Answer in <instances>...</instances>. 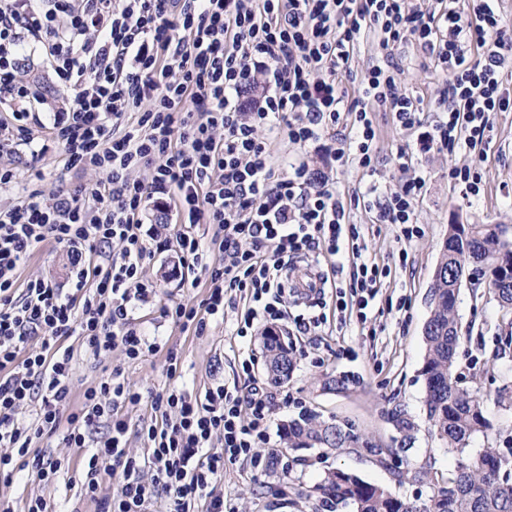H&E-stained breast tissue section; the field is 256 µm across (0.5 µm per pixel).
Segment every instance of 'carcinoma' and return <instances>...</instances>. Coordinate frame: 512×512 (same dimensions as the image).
Here are the masks:
<instances>
[{
	"label": "carcinoma",
	"instance_id": "obj_1",
	"mask_svg": "<svg viewBox=\"0 0 512 512\" xmlns=\"http://www.w3.org/2000/svg\"><path fill=\"white\" fill-rule=\"evenodd\" d=\"M488 264V292L504 309H512V239L501 224H450L430 289V315L425 326L426 354L421 374L425 380L426 418L429 434L448 450L461 452L470 438L489 429L483 400L476 391L456 380L460 343L456 303L451 276L460 264ZM267 353V379L279 384L288 378L294 362L277 336H262ZM287 447L340 450L360 441L351 427L303 412L283 425ZM429 487L428 501L419 505L392 495L384 486L336 469L324 473L312 490L293 487L298 497L312 493L327 512L353 505L356 512H512V451L487 447L476 457L459 463L447 477L436 478L425 467L396 474Z\"/></svg>",
	"mask_w": 512,
	"mask_h": 512
}]
</instances>
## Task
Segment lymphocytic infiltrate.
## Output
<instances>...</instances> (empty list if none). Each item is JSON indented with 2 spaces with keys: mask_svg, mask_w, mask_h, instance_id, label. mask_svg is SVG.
Segmentation results:
<instances>
[{
  "mask_svg": "<svg viewBox=\"0 0 512 512\" xmlns=\"http://www.w3.org/2000/svg\"><path fill=\"white\" fill-rule=\"evenodd\" d=\"M368 31L382 57L358 78L353 50ZM410 41L450 76L431 125L420 117L419 99L397 89L402 67L391 51ZM29 44L73 93L46 127L64 171L102 177L47 201L13 169L0 168V189L17 190L0 208V482L12 483L19 471L55 482L61 459L32 442L58 434L66 447L83 449L80 493L97 512H156L160 504L165 512H224L218 480L226 466L251 460L277 407L253 379L252 359L240 363L252 379L246 393L222 384L200 398L177 387L153 393L139 455L128 447L125 411L140 405V392L116 368L71 407L67 340L80 338L96 358L117 348L130 360L158 352L133 313L158 292L146 270L158 233L143 224L163 201L176 211L182 269L208 276L200 305L166 308L174 325L203 335L236 291L246 308L234 336L289 323L301 333L320 331L325 312H289L286 274L290 259L316 251L333 260L338 320L365 324L391 270L368 257L351 213L360 208L395 225L398 261L407 264V247L421 234L415 203L424 186L415 175L399 189L381 188L376 116L390 110L416 132L421 151L469 155L448 179L464 198L478 197L490 117L512 112V29L499 0L458 7L432 0L422 9L409 0H0V112L12 115L0 124V150L32 144L29 107L46 101L21 74ZM264 63L267 89L243 107L240 97ZM353 79L352 96L346 83ZM282 134L302 150L283 178L273 156ZM315 143L337 165L356 163L363 186L342 192L327 173H315L303 153ZM142 168L148 179L136 178ZM198 224L211 225L210 246L194 233ZM115 242L120 252L107 254ZM48 243L68 249L69 286L36 276L18 287L20 266ZM91 254L100 263L87 265ZM104 470L121 474L116 494L101 495Z\"/></svg>",
  "mask_w": 512,
  "mask_h": 512,
  "instance_id": "f902f5d3",
  "label": "lymphocytic infiltrate"
}]
</instances>
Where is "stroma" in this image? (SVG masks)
Returning <instances> with one entry per match:
<instances>
[{
    "label": "stroma",
    "instance_id": "1",
    "mask_svg": "<svg viewBox=\"0 0 512 512\" xmlns=\"http://www.w3.org/2000/svg\"><path fill=\"white\" fill-rule=\"evenodd\" d=\"M393 54L403 67L398 83L400 91L420 99L425 121L433 122L436 118L434 103L448 81L447 76L414 43L394 47ZM491 121L492 142L481 162L484 189L478 201L471 203L463 199L459 189L448 181L449 168L466 163L467 155L438 150L414 154L411 171L425 180L415 205L417 222L423 232L408 247L410 258L406 267L395 263L400 245L394 226L377 223L370 212L354 213V223L365 227L369 256L391 269L380 292L381 299L395 300L404 295L409 298L410 307L402 311L385 310L369 329L353 323L340 324L332 315L316 335L299 333L290 324L282 328V340L292 352L295 369L277 390L288 393L298 404L276 408L268 429L270 438L258 449L263 466L236 464L225 468L218 484L224 493V512H315L316 499L297 497L288 488L273 496L267 487L281 485L282 476L287 473L295 483L308 489L321 480L325 471L336 468L385 486L396 497L421 504L427 501L429 489L410 480L397 481L393 470L401 463L428 466L444 476L457 467L462 457H476L483 448H512V404L497 399L499 388L512 384V353L503 356L498 353L501 327L512 317L488 294L483 281L464 284L457 300L461 336L457 373L463 386L478 390L490 423L487 433L470 439L464 453L448 451L429 436L425 385L421 376L426 352L424 327L430 311L429 290L449 225L457 222L503 224L512 230V112L492 114ZM380 124L378 180L381 186L396 187L408 174L399 170L396 153L398 149L412 146L414 136L391 116L381 117ZM1 165L16 167L25 177L41 172L42 178L35 186L48 197L60 190L62 183L77 184L83 180L79 174H63L60 151L55 147L38 157L23 146L0 152ZM61 174L66 177L62 183L57 180ZM177 261L171 250L156 251L148 260V272L157 281L159 291L134 314L136 326L158 339L161 352L146 361L130 363L117 349L97 361L82 352L78 338H70V346L77 351L72 403H79L87 385L117 366L121 367L126 381L144 394L173 385L201 397L217 382L247 391L249 381L242 374L240 363L249 353L254 356L256 377L264 378V356L259 339L244 342L232 336L228 328L229 322L240 315L242 300L235 299L225 305L223 321L211 323L201 336L182 330L165 317L166 306L178 302L196 305L208 293L204 273H197L192 281L172 276L171 270ZM35 275L57 284L66 283L71 275L66 248L45 245L17 273L22 284ZM169 348L177 351L183 362L181 376L174 379L166 373L165 351ZM332 379L342 381L343 389L328 388L327 383ZM398 406L413 416L417 432L405 458H390L383 466L371 450L398 447L400 436L389 419L391 410ZM302 411L351 425L361 438L360 444L337 451L326 448L286 450L282 426ZM78 478V473L72 469L62 472L57 483L43 486L29 482L21 472L12 484L0 483V502L12 505L15 512H22L26 497L40 495L59 512H97L96 504L81 496L75 485Z\"/></svg>",
    "mask_w": 512,
    "mask_h": 512
}]
</instances>
